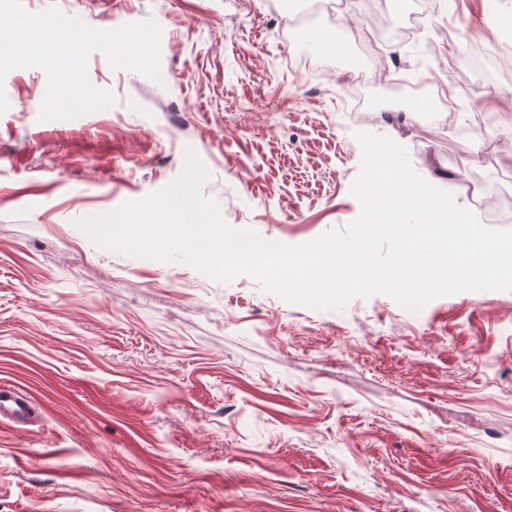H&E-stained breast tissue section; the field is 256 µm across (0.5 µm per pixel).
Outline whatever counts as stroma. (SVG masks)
<instances>
[{"label": "stroma", "mask_w": 512, "mask_h": 512, "mask_svg": "<svg viewBox=\"0 0 512 512\" xmlns=\"http://www.w3.org/2000/svg\"><path fill=\"white\" fill-rule=\"evenodd\" d=\"M20 3L95 29L154 19L161 79L93 51L114 105L54 121L44 70L0 81V384L39 412L0 424V512H512V291L314 311L74 224L164 189L191 148L229 225L306 245L360 212V131L463 207L512 198V151L458 135L464 96L448 118L431 75L447 42L295 26L268 0ZM509 17L512 0H451L424 23L471 32L512 75Z\"/></svg>", "instance_id": "35a3bbf8"}]
</instances>
